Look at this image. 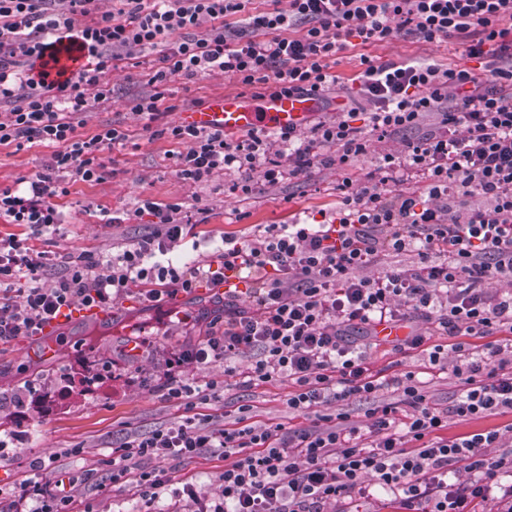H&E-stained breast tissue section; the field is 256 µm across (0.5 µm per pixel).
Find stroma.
Instances as JSON below:
<instances>
[{"instance_id": "stroma-1", "label": "stroma", "mask_w": 512, "mask_h": 512, "mask_svg": "<svg viewBox=\"0 0 512 512\" xmlns=\"http://www.w3.org/2000/svg\"><path fill=\"white\" fill-rule=\"evenodd\" d=\"M460 53L459 45L453 43H426L405 35L368 47L356 46L340 54L335 67L340 84L329 92L328 99L339 100L350 87L359 69L360 55L447 64L459 61ZM107 78L112 85V106L106 111L94 108L83 133L93 135L100 125L117 120L134 131V142L112 151L116 176L99 184L78 183L71 187L69 195L60 201L63 222L58 234H45L34 240L37 250L96 252L114 244H132L151 232L147 219L132 220L113 229L103 225L98 211L129 209L138 197L193 209L195 224L183 249L188 252L195 248L202 253L212 252L224 235L246 236L265 224L303 222L319 210L335 207L336 176L330 170L317 171L307 180L293 179L276 186L255 180L254 197L248 201L225 195L224 180L220 177L214 186L191 190L168 166L165 153L169 142L148 139L130 110V101L140 92V84L129 81L122 70L108 73ZM172 90L176 103L183 106L197 99L208 102L224 94L241 92L234 81L221 75L181 80L173 84ZM48 153V148L41 145L21 151L0 147V186L35 174ZM112 314V319L105 323L84 315H70L49 332L22 336L0 347V395L31 383L40 385L43 393L23 412H0V435L17 429L30 434L27 442L14 448L10 460L0 462V485L12 483L21 466L32 458L42 457L50 460L52 469L72 474L78 505H89L92 512H166V501L148 504L132 498L127 488L111 484L107 461L113 448L130 435L166 426L182 413L177 402L165 400L152 391L161 358H124L128 325L143 324L145 338L160 350L186 340L188 331L178 324L161 325L158 313L144 309L133 297L120 302ZM372 359L375 368L390 376L400 368L415 371L440 406L452 404L459 393V385L449 373L425 367L419 355L399 360L390 353L388 345L381 344L373 348ZM106 360L114 363L113 377L97 383L92 392H85L81 380L86 365ZM287 393L284 384H237L224 391L218 405L230 413L239 406L250 405L261 421L302 425V418L288 416ZM63 448L68 451L64 457L59 454ZM223 469V455L206 449L191 460L171 462L169 474L175 480H192L199 490L210 492L216 490V477Z\"/></svg>"}]
</instances>
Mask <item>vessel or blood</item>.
<instances>
[{"instance_id":"b4317fda","label":"vessel or blood","mask_w":512,"mask_h":512,"mask_svg":"<svg viewBox=\"0 0 512 512\" xmlns=\"http://www.w3.org/2000/svg\"><path fill=\"white\" fill-rule=\"evenodd\" d=\"M317 108V99L307 96L269 98L256 106L244 97L227 94L214 98L201 110L180 113L179 120L186 125L221 127L228 132L256 126L278 130L306 125Z\"/></svg>"}]
</instances>
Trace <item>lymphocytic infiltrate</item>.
Segmentation results:
<instances>
[{
	"mask_svg": "<svg viewBox=\"0 0 512 512\" xmlns=\"http://www.w3.org/2000/svg\"><path fill=\"white\" fill-rule=\"evenodd\" d=\"M0 0V146L49 147L24 185L0 187V217L38 236L60 224L58 198L73 184L109 176L106 154L131 139L110 123L82 136L89 101L112 98L109 71L126 65L144 90L131 100L150 138L172 148L175 176L197 188L225 176L226 193L253 195L252 173L277 185L317 170L336 173V207L313 222L268 224L245 237L224 236L211 255L179 259L192 221L184 206L137 199L104 224L150 216L153 230L118 251H38L0 237V344L43 332L64 310L109 309L127 297L158 308L201 284H229L206 311L178 321L199 331L191 346L168 347L155 389L180 403L168 426L131 435L113 449L112 481L146 502L168 498V512H361L371 486L401 512H477L512 502L507 428L446 436L449 417L476 420L512 410V0ZM407 34L453 40L465 64L361 56L358 106L296 128L256 127L240 136L170 120V85L224 74L260 101L325 98L339 82L332 67L353 40L374 44ZM75 44L83 66L50 79L44 59ZM487 73L479 79L473 65ZM432 127L359 174L372 140ZM478 204H471V197ZM411 265H401V257ZM246 307H239L240 298ZM427 323L391 341L450 371L460 386L453 405L434 406L414 372L383 377L370 339L379 326ZM368 342L350 341L349 330ZM482 338L484 346L474 345ZM258 352L247 367L235 360ZM223 364V377L190 379ZM253 386L288 384L286 404L306 426L237 414L198 413L218 400L227 378ZM393 399L366 409L325 412L351 396ZM213 448L229 462L219 492L174 486L168 465ZM44 460L0 486V512H73L72 482L46 479Z\"/></svg>",
	"mask_w": 512,
	"mask_h": 512,
	"instance_id": "f902f5d3",
	"label": "lymphocytic infiltrate"
}]
</instances>
